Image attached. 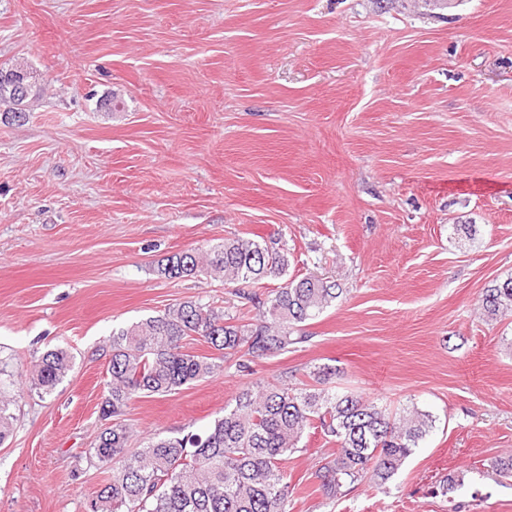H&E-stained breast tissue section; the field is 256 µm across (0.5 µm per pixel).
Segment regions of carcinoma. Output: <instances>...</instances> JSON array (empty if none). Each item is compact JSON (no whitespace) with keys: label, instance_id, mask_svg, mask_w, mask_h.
I'll return each mask as SVG.
<instances>
[{"label":"carcinoma","instance_id":"obj_1","mask_svg":"<svg viewBox=\"0 0 512 512\" xmlns=\"http://www.w3.org/2000/svg\"><path fill=\"white\" fill-rule=\"evenodd\" d=\"M288 249L276 239L233 237L204 252L184 251L166 259L170 279L224 275L239 298L258 309L244 322L222 310L184 302L158 316L133 322L112 334L108 394L103 428L89 455L112 464V476L84 495L87 512H288L294 493L286 464L305 433L318 432L334 446L315 471L317 491L336 500L362 483L380 487L435 425L417 407L391 414L375 402L328 386L336 369L323 365L308 373L311 383L295 388L259 382L224 406V416L200 433L153 436L132 450L125 415L135 397L173 394L213 376L216 358L184 350L197 337L227 357L241 352L259 359L309 341L302 324L336 303L337 284L308 274L286 279ZM285 279L267 295L254 288L265 279ZM479 307L488 322L512 316V277L484 289ZM71 354L46 351L33 384L50 394L67 376ZM10 401L0 399V443L11 433Z\"/></svg>","mask_w":512,"mask_h":512}]
</instances>
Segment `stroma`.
Here are the masks:
<instances>
[{
  "instance_id": "35a3bbf8",
  "label": "stroma",
  "mask_w": 512,
  "mask_h": 512,
  "mask_svg": "<svg viewBox=\"0 0 512 512\" xmlns=\"http://www.w3.org/2000/svg\"><path fill=\"white\" fill-rule=\"evenodd\" d=\"M20 61L34 97L0 119V512H84L105 479L89 450L113 331L186 301L255 317L222 278L158 271L234 235L343 293L301 347L134 399L131 448L328 364L435 427L386 487L333 502L304 436L289 512H512L490 468L512 451V318L478 309L512 276V0H0V68ZM56 347L74 365L45 396L32 372Z\"/></svg>"
}]
</instances>
